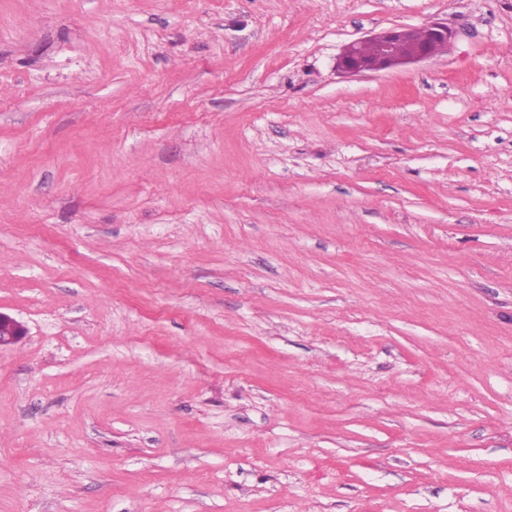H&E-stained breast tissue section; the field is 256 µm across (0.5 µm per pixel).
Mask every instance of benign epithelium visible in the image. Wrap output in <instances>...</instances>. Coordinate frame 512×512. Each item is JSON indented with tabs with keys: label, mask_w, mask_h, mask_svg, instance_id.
Masks as SVG:
<instances>
[{
	"label": "benign epithelium",
	"mask_w": 512,
	"mask_h": 512,
	"mask_svg": "<svg viewBox=\"0 0 512 512\" xmlns=\"http://www.w3.org/2000/svg\"><path fill=\"white\" fill-rule=\"evenodd\" d=\"M451 38L452 31L443 22L420 28L385 29L347 44L338 59V67L347 74L357 75L419 62L433 57L435 48L448 46ZM366 45L373 46L374 51L365 53ZM25 336V327L0 311V349L21 342Z\"/></svg>",
	"instance_id": "1"
}]
</instances>
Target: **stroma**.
Instances as JSON below:
<instances>
[{
    "label": "stroma",
    "instance_id": "35a3bbf8",
    "mask_svg": "<svg viewBox=\"0 0 512 512\" xmlns=\"http://www.w3.org/2000/svg\"><path fill=\"white\" fill-rule=\"evenodd\" d=\"M0 311V512H512V0H0ZM452 35L448 24L443 22L420 28L385 29L347 44L338 59V67L344 73L357 75L419 62L433 57L436 47L448 46ZM365 45L373 46L374 51L365 53ZM25 336V327L15 318L0 311V349L21 342Z\"/></svg>",
    "mask_w": 512,
    "mask_h": 512
}]
</instances>
